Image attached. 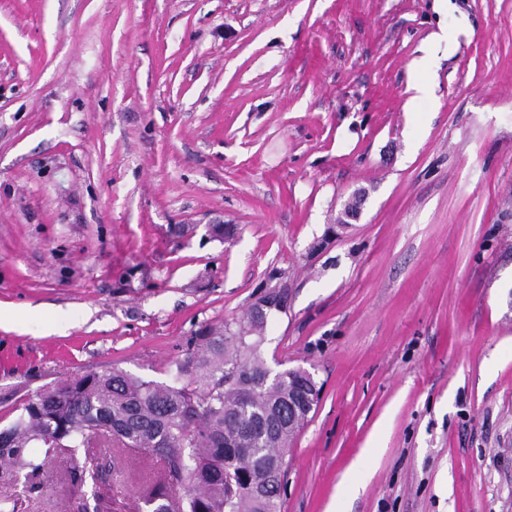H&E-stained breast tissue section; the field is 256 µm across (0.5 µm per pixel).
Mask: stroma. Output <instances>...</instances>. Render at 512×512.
Returning <instances> with one entry per match:
<instances>
[{"instance_id":"obj_1","label":"stroma","mask_w":512,"mask_h":512,"mask_svg":"<svg viewBox=\"0 0 512 512\" xmlns=\"http://www.w3.org/2000/svg\"><path fill=\"white\" fill-rule=\"evenodd\" d=\"M271 290L318 390L282 512H512V0H0V419L171 384ZM86 466L0 504L135 512L160 462Z\"/></svg>"}]
</instances>
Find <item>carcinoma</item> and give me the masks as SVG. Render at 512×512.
I'll use <instances>...</instances> for the list:
<instances>
[{"mask_svg":"<svg viewBox=\"0 0 512 512\" xmlns=\"http://www.w3.org/2000/svg\"><path fill=\"white\" fill-rule=\"evenodd\" d=\"M263 330L251 320L245 332H209L176 364L174 385L114 369L43 390L0 428V484L30 482L58 450L74 457L112 445L163 464L138 512H281L279 457L296 433L288 391L313 380L299 369L272 373ZM37 444L41 461L29 454Z\"/></svg>","mask_w":512,"mask_h":512,"instance_id":"1","label":"carcinoma"}]
</instances>
